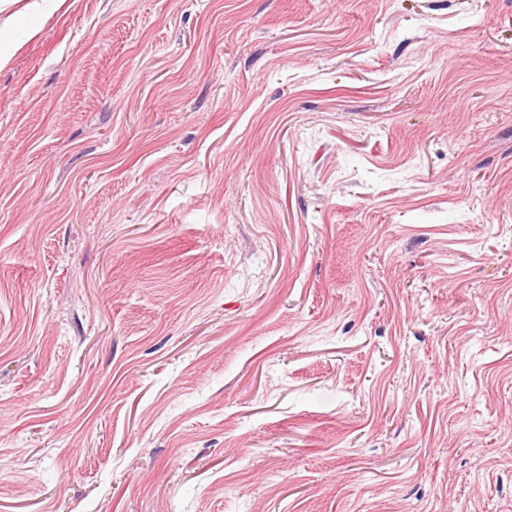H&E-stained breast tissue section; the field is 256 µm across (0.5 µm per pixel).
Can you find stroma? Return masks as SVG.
I'll use <instances>...</instances> for the list:
<instances>
[{
  "instance_id": "1",
  "label": "stroma",
  "mask_w": 512,
  "mask_h": 512,
  "mask_svg": "<svg viewBox=\"0 0 512 512\" xmlns=\"http://www.w3.org/2000/svg\"><path fill=\"white\" fill-rule=\"evenodd\" d=\"M0 512H512V0H18Z\"/></svg>"
}]
</instances>
